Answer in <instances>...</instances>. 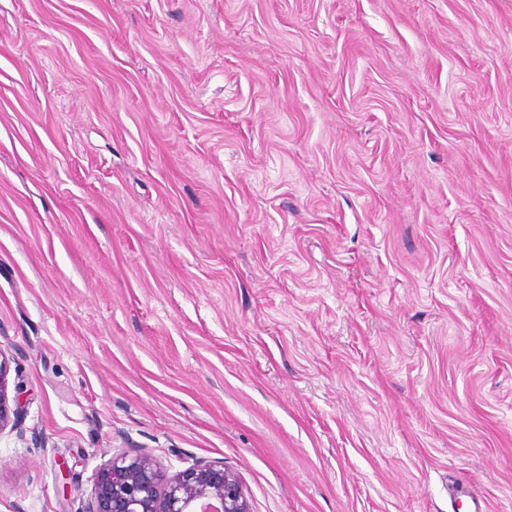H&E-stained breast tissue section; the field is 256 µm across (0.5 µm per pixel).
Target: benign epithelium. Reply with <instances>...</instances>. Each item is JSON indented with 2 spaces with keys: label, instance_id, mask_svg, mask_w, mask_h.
I'll list each match as a JSON object with an SVG mask.
<instances>
[{
  "label": "benign epithelium",
  "instance_id": "obj_1",
  "mask_svg": "<svg viewBox=\"0 0 512 512\" xmlns=\"http://www.w3.org/2000/svg\"><path fill=\"white\" fill-rule=\"evenodd\" d=\"M9 358L0 351V433L17 419L8 397ZM81 512H250L237 474L200 460L168 474L135 448L120 450L95 474Z\"/></svg>",
  "mask_w": 512,
  "mask_h": 512
}]
</instances>
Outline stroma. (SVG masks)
I'll return each instance as SVG.
<instances>
[{
    "instance_id": "35a3bbf8",
    "label": "stroma",
    "mask_w": 512,
    "mask_h": 512,
    "mask_svg": "<svg viewBox=\"0 0 512 512\" xmlns=\"http://www.w3.org/2000/svg\"><path fill=\"white\" fill-rule=\"evenodd\" d=\"M0 351V512H512V0H0ZM8 373H9V358L0 351V434L10 424V422L17 419L18 400H16V407L11 408L8 397ZM80 512H251L237 474L200 460L169 475L136 448L112 454Z\"/></svg>"
}]
</instances>
